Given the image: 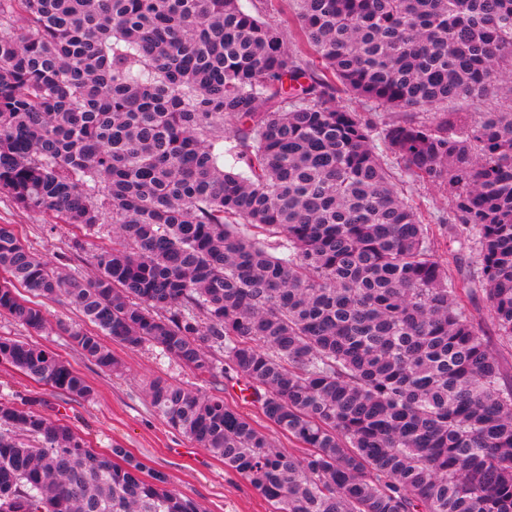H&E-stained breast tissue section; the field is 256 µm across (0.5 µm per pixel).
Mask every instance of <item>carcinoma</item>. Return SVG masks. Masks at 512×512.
I'll use <instances>...</instances> for the list:
<instances>
[{"mask_svg": "<svg viewBox=\"0 0 512 512\" xmlns=\"http://www.w3.org/2000/svg\"><path fill=\"white\" fill-rule=\"evenodd\" d=\"M293 2L297 41L272 0H0V194L76 250L115 227L82 279L0 224V314L39 331L19 289L62 297L103 370L109 336L245 380L299 447L222 395L156 378L147 396L270 512H512V111H455L512 98V0ZM438 230L476 265L450 275ZM0 361L91 396L36 344L0 337ZM0 512L201 507L0 403Z\"/></svg>", "mask_w": 512, "mask_h": 512, "instance_id": "carcinoma-1", "label": "carcinoma"}]
</instances>
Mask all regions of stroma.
Wrapping results in <instances>:
<instances>
[{
    "mask_svg": "<svg viewBox=\"0 0 512 512\" xmlns=\"http://www.w3.org/2000/svg\"><path fill=\"white\" fill-rule=\"evenodd\" d=\"M0 224L12 225L22 242L46 261L58 254L73 255L70 270L92 276V256L111 243V228L103 238L84 240L72 251V228L54 223L45 213L28 211L0 194ZM46 324L33 332L0 314V336L36 342L58 354L79 372L93 389L88 399H75L38 383L10 364L0 363V402L29 406L51 419L72 426L95 448H125L137 460L164 473L174 489L193 498L203 512H269L268 503L238 474L226 470L222 460L170 428L152 409L146 397L149 382L161 377L206 394L223 395L225 403L256 416V409L240 397L235 382L209 378L180 365L155 347L136 350L114 345L122 363L119 373L99 368L85 358L64 336L60 323H76L80 317L65 299L45 302Z\"/></svg>",
    "mask_w": 512,
    "mask_h": 512,
    "instance_id": "35a3bbf8",
    "label": "stroma"
}]
</instances>
